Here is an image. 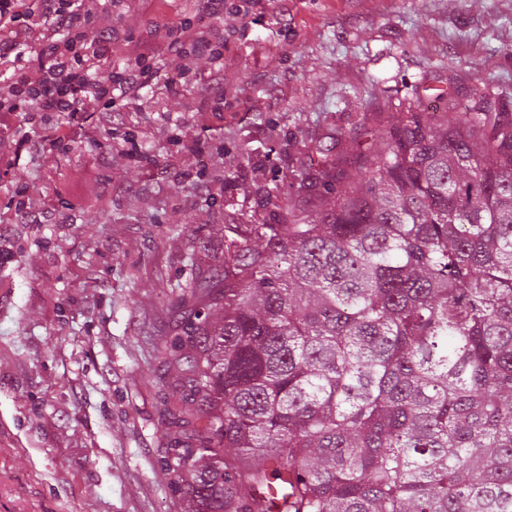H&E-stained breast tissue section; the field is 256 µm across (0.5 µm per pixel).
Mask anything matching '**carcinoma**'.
<instances>
[{
  "mask_svg": "<svg viewBox=\"0 0 512 512\" xmlns=\"http://www.w3.org/2000/svg\"><path fill=\"white\" fill-rule=\"evenodd\" d=\"M253 224L169 341L186 512H512V122L398 109Z\"/></svg>",
  "mask_w": 512,
  "mask_h": 512,
  "instance_id": "carcinoma-1",
  "label": "carcinoma"
}]
</instances>
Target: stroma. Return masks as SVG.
I'll return each mask as SVG.
<instances>
[{"mask_svg":"<svg viewBox=\"0 0 512 512\" xmlns=\"http://www.w3.org/2000/svg\"><path fill=\"white\" fill-rule=\"evenodd\" d=\"M184 0H96L150 41ZM223 72L156 46L157 77L114 118L21 112L0 132V512H184L163 401L165 345L233 228L278 224L315 145L369 146L397 103L488 94L512 121V0H251L224 13ZM219 79L229 109L204 111ZM36 148L16 152L22 135ZM50 211L22 223L17 208Z\"/></svg>","mask_w":512,"mask_h":512,"instance_id":"1","label":"stroma"}]
</instances>
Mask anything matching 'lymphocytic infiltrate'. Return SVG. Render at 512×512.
Instances as JSON below:
<instances>
[{
  "mask_svg": "<svg viewBox=\"0 0 512 512\" xmlns=\"http://www.w3.org/2000/svg\"><path fill=\"white\" fill-rule=\"evenodd\" d=\"M224 7L225 0H192L189 19L176 28L156 27L155 36L177 57L205 53L223 69L225 41L218 24ZM29 52L36 62L26 66L22 60ZM103 57L124 65L104 76L90 73L88 60ZM153 60V45L119 36L84 0H0V64L13 65L0 88V130L8 129L24 104L73 119L91 95L105 112L116 111L118 102L155 79Z\"/></svg>",
  "mask_w": 512,
  "mask_h": 512,
  "instance_id": "obj_1",
  "label": "lymphocytic infiltrate"
}]
</instances>
